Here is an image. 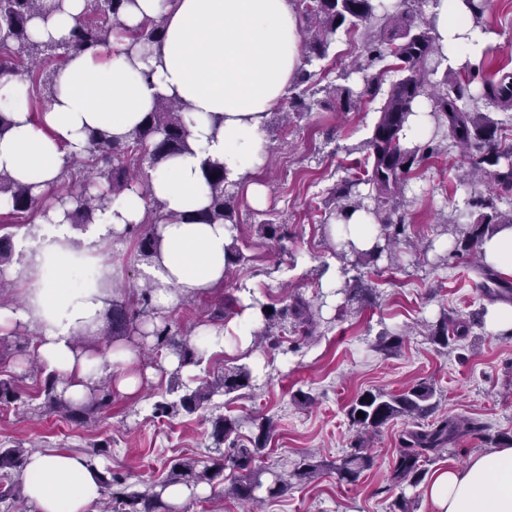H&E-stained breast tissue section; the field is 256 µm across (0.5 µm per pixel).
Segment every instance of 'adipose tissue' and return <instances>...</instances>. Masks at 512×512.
<instances>
[{"label":"adipose tissue","instance_id":"adipose-tissue-1","mask_svg":"<svg viewBox=\"0 0 512 512\" xmlns=\"http://www.w3.org/2000/svg\"><path fill=\"white\" fill-rule=\"evenodd\" d=\"M84 9L85 0H63L61 10L40 12L30 23L33 39L64 43ZM159 16L162 41L144 53L127 56L129 41L122 36L100 53L71 55L40 116L15 102L21 80L0 78V105L11 120L0 134V172L31 186L37 197L55 185L65 164L88 155L93 131L121 143L160 100L188 106V150L162 159L146 189L126 190L105 219L82 234L75 233L64 207L53 205L47 229L7 272L21 300L0 305V333L30 330L34 357L76 403L105 365L113 367V390L124 395L155 375L153 367L133 366L130 342L105 349L77 343L79 336L98 332L117 284L109 245L129 225L142 223L150 201L158 200L171 219L157 224L158 249L145 269L153 308L166 312L181 297L222 286L233 228L199 218L210 202L204 163L223 162L227 179L243 184L253 205L262 204L265 188L251 179L262 132L301 65L295 0H136L123 20L133 29ZM430 21L455 67L477 64L493 40L474 28L464 0H433ZM100 473L69 452H35L23 469L24 495L36 512H89L102 496ZM425 497L433 512H512V446L435 471Z\"/></svg>","mask_w":512,"mask_h":512}]
</instances>
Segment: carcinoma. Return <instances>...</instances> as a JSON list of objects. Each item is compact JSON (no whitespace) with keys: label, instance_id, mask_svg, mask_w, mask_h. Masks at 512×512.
I'll use <instances>...</instances> for the list:
<instances>
[{"label":"carcinoma","instance_id":"obj_1","mask_svg":"<svg viewBox=\"0 0 512 512\" xmlns=\"http://www.w3.org/2000/svg\"><path fill=\"white\" fill-rule=\"evenodd\" d=\"M94 17L80 18L70 32L69 39L62 45L40 43L32 40L29 33L30 20L42 9L43 0H0V55L9 57L0 69L24 74L31 86L38 92L52 97L55 87V73L42 72V67L56 61H64L72 53L93 54L109 45L112 36L121 32L130 40L129 50L137 51L161 43L163 22L147 19L137 28L124 27L122 12L132 0H92ZM299 16L306 38L302 45V65L293 84L288 88V107L294 112L307 109L305 94L314 76L307 66L327 57L331 44L339 29L354 28L370 24L375 19L383 20L389 28L387 37L369 40L365 44L366 57L354 65V70L363 74L362 88L354 90L349 86L334 88L336 101L344 111H349L365 98L375 100L383 95L376 109L379 117L371 137L365 142V161L361 175L348 179L337 192L336 217H347L350 211L364 210L371 215L378 227L377 241L372 249L363 251L351 241L338 243L337 257L344 262L341 275L344 280L332 294H342L354 300L367 291L359 268L364 260H375L382 254H392L400 244L401 236L408 224L406 208V187L409 176L425 161L436 157L448 148L459 150L469 159L466 178L461 183L467 186L488 183L491 190L484 197L473 193L464 200L462 213L453 220L454 229L460 230L443 252L437 255L436 266H447L450 261L466 251L475 255L477 268L481 271V288L494 291L502 298L512 300V286L504 283L494 269L485 264L481 256V245L485 238L494 235L503 226H512V209L498 210L496 201L512 198V148H504L499 131L502 122L492 113L479 109H468L462 101L472 96L471 85L478 83V95L487 105L503 111L512 110V71L499 69L490 77L465 63L457 68H446L443 80L435 85L429 75L437 72L446 60L433 27L420 25L415 0H400L393 10L380 13V0H298ZM473 26L487 30L484 13L488 0H465ZM392 59L390 70L399 78L389 84L386 93H381L380 75L371 73L376 65ZM428 102L433 127L430 134L413 144L405 142V125L409 117L423 102ZM185 106L180 102L164 101L155 111L149 113L141 126L135 129L123 144H117L107 133L96 131L90 135L89 157L82 162V188L78 193H68L73 202L69 213L72 224L86 227L95 223L99 215L108 210L112 202L130 187L133 172L143 162L154 167L163 158L188 149V133L183 113ZM206 180L210 189L211 202L201 214L208 224L233 223L234 195L229 192L231 182L224 176V163L218 160L206 161ZM369 186L368 193L359 189ZM0 197L8 203V215L18 218L34 212L37 200L31 188L18 185L0 174ZM128 233L138 237V249L145 257H152L158 247L155 231L140 232L133 226ZM13 265V247L10 237H0V289L8 281L6 270ZM354 275H349V272ZM150 284L141 288L138 302L132 305L114 304L110 312L112 335L120 336L128 329L143 322L151 315ZM249 307L257 313L261 327L253 335L261 336L269 347H280V337L292 330L304 337L312 335L316 323L310 305L300 296H294L280 306L268 305L254 298ZM244 309L239 297L231 294L211 313L210 321L219 322L230 314ZM481 325L480 313L466 318L448 320L442 314L434 324H425L431 340L444 347L451 341L461 340L471 334L474 327ZM154 335L165 340L179 359L176 371L186 366L202 363L205 350L168 325L155 326ZM253 369L247 364L224 368L221 375L212 381H204L187 390L177 401L154 403V413L170 415L179 410L194 413L205 408L211 398L221 393L230 395L253 387ZM43 391L48 407L63 412L76 423L83 424L93 415L102 412L112 402V392L105 382L95 383L86 400L80 405L72 404L57 389V378L50 373L44 381ZM436 391L430 384L419 381L397 394L365 392L349 405L347 418L355 428L356 438L351 451L336 466L338 479L347 483L357 480L360 473L371 467L373 456L366 448L363 435L376 431L389 422L405 418L416 422V428L406 433L402 448L396 458L393 479L418 485L423 478L421 458L428 453H438L447 446L452 437L461 431L477 434L483 427L470 420L439 418L436 416L438 402L434 401ZM19 399V393L12 380L0 379V405H11ZM364 417H357V412ZM253 426L258 433L244 443L240 440L241 421L222 415L212 420L215 445H225L224 456L212 465L199 467L193 458L176 460L166 479L149 484L143 491L132 490L123 484L121 478L112 475L102 477V484L110 491V506L106 512H169L163 493L171 485L196 486L212 484L230 469L236 473L227 492L244 505L276 497L284 491L285 481L274 474L272 479H263L264 471L253 463L266 447L271 436L272 423L267 419H255ZM31 450L21 444L0 449V471L8 475L10 470H22Z\"/></svg>","mask_w":512,"mask_h":512}]
</instances>
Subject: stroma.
<instances>
[{
    "mask_svg": "<svg viewBox=\"0 0 512 512\" xmlns=\"http://www.w3.org/2000/svg\"><path fill=\"white\" fill-rule=\"evenodd\" d=\"M485 21L496 41L481 64L494 71L512 64V0H490ZM382 33L378 22L351 35L338 31L327 57L315 65V91L306 97L309 111L294 114L285 124L280 115L287 111V101L274 106L262 135V162L253 175L267 188L264 204L253 206L244 186L236 188L235 234L243 260L234 278L225 280L221 291L185 298L155 315L157 322L181 335L196 337L211 328L209 314L222 293L242 283L264 303L299 293L322 304L314 336L290 333L283 349L253 344L242 351L230 332L227 351L205 353L200 365L176 376L158 366L168 349L140 348L139 364L158 367L157 378L136 395L113 394L111 405L94 422L79 426L52 410L43 409L38 416L28 412V405L44 402V376L32 370V335L0 334V377H13L20 393L18 404L0 410V443L33 442L42 452L59 450L81 457L100 445L105 450L98 458L103 471L137 489L165 479L172 459L191 457L207 464L218 458L210 436L216 416L243 419L245 436L254 432L252 419L267 418L273 431L256 463L282 473L288 488L266 499L260 512H392L398 502L407 512H433L423 486L393 481L400 437L411 427L402 419L373 435L371 469L355 482L337 481L336 467L355 436L347 418L354 398L366 391L396 394L422 379L437 391L439 414L482 423L484 435L461 434L424 462L429 475L442 467L464 466L470 456L488 451V437L512 440V339L479 326L465 340L444 348L420 331L422 322H434L441 314L464 318L489 303L470 257L436 269L433 256L416 248L423 240L439 244L447 239L446 224L466 195L457 180V154L429 160L413 173L408 187L409 240L391 256L365 265L372 297L342 308L336 300H320L325 269L341 266L323 220L335 205L334 189L352 177L355 162L362 159L363 144L377 120L375 103L363 100L344 112L326 89L344 82L359 85L360 76L351 65L365 39ZM344 72L349 75L345 81L340 78ZM264 222L287 225V239L279 244L261 236L258 226ZM386 331L403 336L389 353L376 348ZM243 363L253 369V390L213 397L206 408L191 414L153 416L156 401L178 400L186 388ZM306 457L320 470L316 478L302 481L294 468Z\"/></svg>",
    "mask_w": 512,
    "mask_h": 512,
    "instance_id": "1",
    "label": "stroma"
}]
</instances>
